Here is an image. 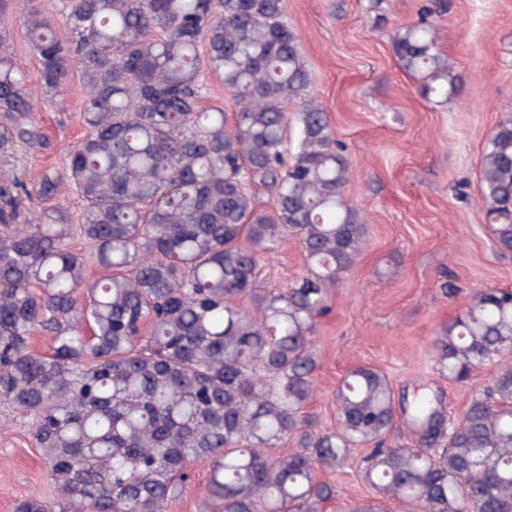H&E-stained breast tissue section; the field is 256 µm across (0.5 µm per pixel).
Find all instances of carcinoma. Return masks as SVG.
<instances>
[{
  "label": "carcinoma",
  "mask_w": 512,
  "mask_h": 512,
  "mask_svg": "<svg viewBox=\"0 0 512 512\" xmlns=\"http://www.w3.org/2000/svg\"><path fill=\"white\" fill-rule=\"evenodd\" d=\"M15 2L44 93L81 74L87 133L37 191L77 197V223L60 206L19 223L25 187L0 184V403L31 420L58 487L14 512H165L191 462L210 468L200 512H327L336 493L316 472L358 445L375 497L351 512H512V290L475 293L434 338L456 381L502 360L453 423L429 397L404 398L418 437L392 443L394 390L366 365L336 389L335 429L305 412L317 322L367 224L343 200L350 163L310 92L285 0H59L65 38L33 0H0V13ZM11 39L1 28L0 151L40 140ZM393 50L427 96L459 92L434 28H404ZM206 72L233 93L230 126L224 108L202 107ZM481 174L485 218L512 251L511 117ZM285 234L305 273L272 292L261 264ZM75 235L89 255L68 247ZM91 260L106 271L93 282ZM36 335L48 352L32 350ZM288 439L296 451L269 453Z\"/></svg>",
  "instance_id": "cac0c4a2"
}]
</instances>
